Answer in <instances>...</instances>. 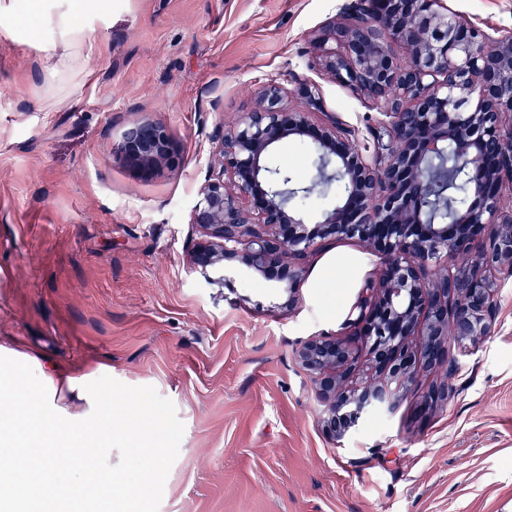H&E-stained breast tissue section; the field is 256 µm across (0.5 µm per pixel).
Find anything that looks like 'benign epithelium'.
<instances>
[{
  "label": "benign epithelium",
  "mask_w": 512,
  "mask_h": 512,
  "mask_svg": "<svg viewBox=\"0 0 512 512\" xmlns=\"http://www.w3.org/2000/svg\"><path fill=\"white\" fill-rule=\"evenodd\" d=\"M408 50L402 63L392 44ZM318 66L369 103H383L372 142L333 120L319 123V86L264 83L256 106L224 130L191 210L200 234L190 265L203 277L227 259L286 283L298 298L302 261L327 238H356L379 258L348 319L353 339L314 336L296 351L315 387L323 431L342 441L371 415H392L419 376L453 371L448 350L471 352L494 331L501 278L512 277V33L493 38L448 14L443 0H354L311 38ZM310 148L312 180L274 166L285 140ZM453 151L466 196L445 219L431 216L437 165ZM123 159L149 176L172 162L161 124L130 127ZM337 187L336 203L305 220L298 201ZM483 242L478 253L475 241ZM371 362L359 363L357 344ZM443 378L421 393L448 400Z\"/></svg>",
  "instance_id": "1"
}]
</instances>
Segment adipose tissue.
Returning a JSON list of instances; mask_svg holds the SVG:
<instances>
[{
  "instance_id": "obj_1",
  "label": "adipose tissue",
  "mask_w": 512,
  "mask_h": 512,
  "mask_svg": "<svg viewBox=\"0 0 512 512\" xmlns=\"http://www.w3.org/2000/svg\"><path fill=\"white\" fill-rule=\"evenodd\" d=\"M50 11L49 0H0V26L14 35L28 17L49 20L58 39L48 47L53 73L74 69L75 52L92 54L86 21L112 10V0H67ZM108 367L69 368L37 354L0 345V512H113L116 482L127 501L148 490L164 445L159 434L112 431ZM144 447L121 476L112 473V451Z\"/></svg>"
}]
</instances>
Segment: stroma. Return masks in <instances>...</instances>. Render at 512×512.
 <instances>
[{
    "mask_svg": "<svg viewBox=\"0 0 512 512\" xmlns=\"http://www.w3.org/2000/svg\"><path fill=\"white\" fill-rule=\"evenodd\" d=\"M349 2L112 0L88 22L96 53L55 82L48 26L31 39L0 31V343L110 367L114 431L130 407L158 424L162 475L140 512H512V277L446 404L424 412L408 396L337 442L295 351L348 335L377 257L324 243L291 309L240 259L225 261L222 285L189 263L210 154L262 83L319 82L320 121L362 140L376 128L379 107L322 79L311 53L312 32ZM446 3L512 33V0ZM146 120L177 146L148 177L114 152ZM331 262L335 276L318 280Z\"/></svg>",
    "mask_w": 512,
    "mask_h": 512,
    "instance_id": "1",
    "label": "stroma"
}]
</instances>
